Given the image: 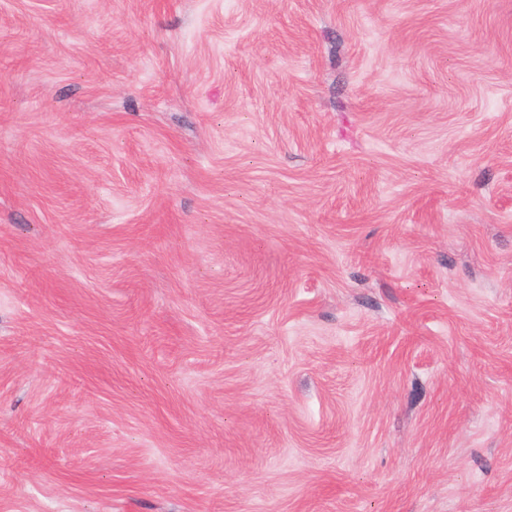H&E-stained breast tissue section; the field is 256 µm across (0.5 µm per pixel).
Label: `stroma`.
I'll use <instances>...</instances> for the list:
<instances>
[{"instance_id":"1","label":"stroma","mask_w":512,"mask_h":512,"mask_svg":"<svg viewBox=\"0 0 512 512\" xmlns=\"http://www.w3.org/2000/svg\"><path fill=\"white\" fill-rule=\"evenodd\" d=\"M0 512H512V0H0Z\"/></svg>"}]
</instances>
